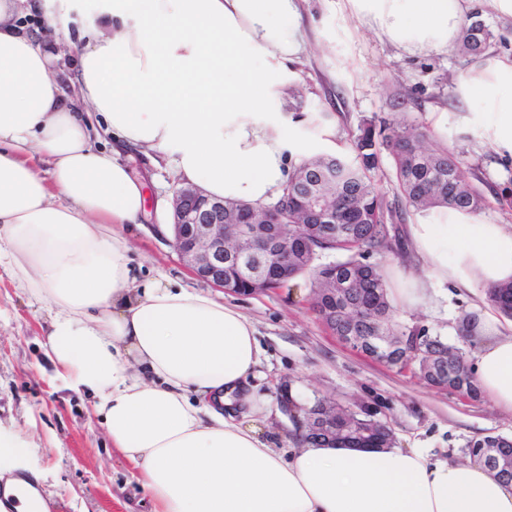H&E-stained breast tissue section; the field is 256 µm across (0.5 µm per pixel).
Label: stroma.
<instances>
[{
  "instance_id": "stroma-1",
  "label": "stroma",
  "mask_w": 512,
  "mask_h": 512,
  "mask_svg": "<svg viewBox=\"0 0 512 512\" xmlns=\"http://www.w3.org/2000/svg\"><path fill=\"white\" fill-rule=\"evenodd\" d=\"M59 7L60 0H39L34 9L21 10L17 22L40 44H54L53 69L71 98L77 55L45 33V17ZM303 24L308 50L297 68L300 94L267 102L268 108L294 117L295 144L312 147L317 155L350 158L361 127L370 121L385 117L428 126L431 142L459 153L464 177H482L488 206L481 220L512 225V206L499 204L500 197L512 198V158L501 157L481 139L483 104L475 100L464 108L468 128L431 126V112L461 109L450 79L469 69L470 60L455 50L407 55L350 16L342 0H305ZM121 159L146 184V214L140 225L126 231L138 281L163 276L213 290L253 322L262 348L258 393L272 410L264 434L277 447L294 444L296 429L279 407L281 396L288 393L301 406L320 398L355 409L369 407L389 422L398 447L418 448L440 459H462L469 441L489 433L512 436L511 410L486 397L471 401L432 389L419 377L341 342L312 311L309 281L296 279L247 296L211 289L193 275L175 250L171 233L161 227L181 185L173 167L156 161L152 152L133 148ZM476 300L475 292L438 286L429 289L417 308L395 310L394 323L424 327L461 347L469 358L473 350L456 329ZM50 317L0 268V431L19 434L27 443L13 463V476L38 475L49 512H154L136 471L113 448L92 412L91 398L65 389L56 377L45 354Z\"/></svg>"
}]
</instances>
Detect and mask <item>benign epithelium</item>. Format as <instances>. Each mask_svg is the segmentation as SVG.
<instances>
[{
  "instance_id": "obj_1",
  "label": "benign epithelium",
  "mask_w": 512,
  "mask_h": 512,
  "mask_svg": "<svg viewBox=\"0 0 512 512\" xmlns=\"http://www.w3.org/2000/svg\"><path fill=\"white\" fill-rule=\"evenodd\" d=\"M281 210L282 203L276 201L262 208L242 207L227 216L224 201L208 197L196 186L183 185L172 199L173 244L197 278L234 294L264 292L288 281V235L282 227ZM304 211L310 224L330 219L331 209L325 201L312 200ZM226 263L240 270L248 287H239L237 278L224 279ZM339 340L382 364L400 354L394 364L400 372L411 371L409 355L420 352L427 343L424 335L412 336L408 344L399 343L379 329L371 336H341ZM281 408L299 429L314 437L332 425L333 417L323 400L307 409L303 419L296 414L293 401L283 399Z\"/></svg>"
}]
</instances>
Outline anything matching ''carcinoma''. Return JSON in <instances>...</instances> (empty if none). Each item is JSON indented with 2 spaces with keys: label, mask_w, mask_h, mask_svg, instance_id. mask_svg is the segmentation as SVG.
I'll return each mask as SVG.
<instances>
[{
  "label": "carcinoma",
  "mask_w": 512,
  "mask_h": 512,
  "mask_svg": "<svg viewBox=\"0 0 512 512\" xmlns=\"http://www.w3.org/2000/svg\"><path fill=\"white\" fill-rule=\"evenodd\" d=\"M472 17L461 32L459 50L479 60L492 47L494 34L485 28L479 41H472ZM428 133L422 126L382 121L361 129L355 143V157L322 155L304 160L296 167L282 194L288 195V218L283 228L288 232V249L295 256L290 263L293 278L304 277L312 286V297L318 296L323 281L333 275L353 276V304L360 314L356 333H369L372 319L383 326H393L394 306L386 279L380 269L367 262L373 253L390 251L396 241V224L403 220L402 209L390 204L378 190L377 177L382 168L385 149L390 158L396 188L402 204L415 211L448 207L463 213L479 214L487 206L483 192L467 181L458 155L440 146H428ZM336 165V185L317 182L306 189L309 176L322 177L330 165ZM317 194L330 201L336 210V241L329 239V224H306L295 200L302 195ZM331 252L338 259L318 262L319 256ZM488 302L503 316L512 319V283L486 290ZM432 353L445 357L448 390L478 400L480 387L465 366L460 349L441 339L435 340ZM375 417L367 412L348 410L336 413V436L323 437L332 443L358 447L373 446L386 432L373 424ZM498 447L512 456V438L488 434L469 442L467 455L477 456L485 448Z\"/></svg>",
  "instance_id": "carcinoma-1"
}]
</instances>
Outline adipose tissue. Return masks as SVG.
<instances>
[{"label": "adipose tissue", "instance_id": "adipose-tissue-1", "mask_svg": "<svg viewBox=\"0 0 512 512\" xmlns=\"http://www.w3.org/2000/svg\"><path fill=\"white\" fill-rule=\"evenodd\" d=\"M0 0V263L51 313L47 355L91 394L112 445L156 512H512V483L416 448L303 444L287 450L243 424L258 413L261 349L235 306L160 279L137 282L122 225L146 213L124 149L155 152L179 179L227 202L265 206L290 176L288 93L303 56V0H95L74 44L77 100L54 55ZM353 18L407 55L452 49L468 11L512 21V0H345ZM488 110L482 138L512 157V58L477 63L454 84ZM114 148L94 149L80 104ZM405 235L428 276L402 275L416 306L429 281L512 282V227L449 208ZM474 332L481 389L512 410V320L487 310Z\"/></svg>", "mask_w": 512, "mask_h": 512}]
</instances>
